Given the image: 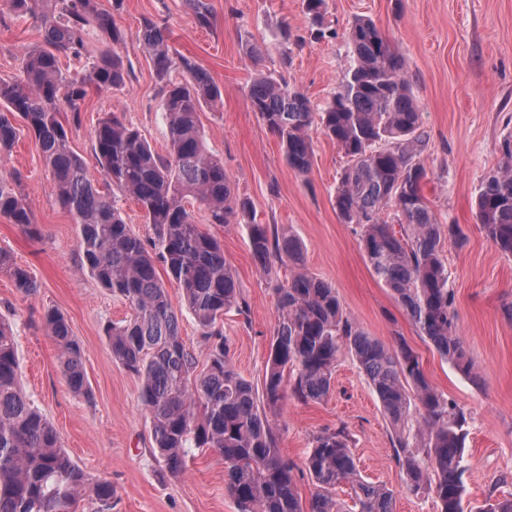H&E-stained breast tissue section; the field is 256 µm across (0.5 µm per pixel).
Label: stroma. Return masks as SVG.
<instances>
[{
    "label": "stroma",
    "instance_id": "1",
    "mask_svg": "<svg viewBox=\"0 0 512 512\" xmlns=\"http://www.w3.org/2000/svg\"><path fill=\"white\" fill-rule=\"evenodd\" d=\"M210 3L213 26L204 29L195 23L190 0H124L117 20L127 34L125 60L132 65L126 89L117 94L89 89L80 116L63 115L89 178L96 186L104 184L91 135L107 113L137 128L158 153L166 151L161 86L151 61L136 48L142 18L162 20L174 50L193 58L223 92L222 107L203 109L200 122L209 148L224 160L235 194L250 202L255 222L268 225L275 236L293 235L303 248L298 267L331 284L344 310L370 336L389 346L405 340L431 383L464 408L470 500L512 494V257L485 237L475 214L482 180L499 165L502 141L512 134V0H326L331 35L318 41L309 37L311 22L302 0ZM359 16L375 22L404 59L429 135L423 154L429 175L422 193L441 224L459 225L464 234L462 245L446 244L444 256L460 334L478 374L474 381L419 335L371 272L353 225L339 220L333 196L347 159L336 142L312 129V166L298 174L248 102L253 79L270 71L312 103L324 104L339 85L346 35ZM284 27L305 38L287 63L276 40ZM40 39L35 20L0 23V80L20 75L24 51ZM248 39L270 47V54L258 61L248 57L243 49ZM0 171L19 174L39 229L32 235L0 218V249L38 283L37 294L25 299L0 271V311H14L22 384L54 424L65 450L88 474L111 482L112 512H240L224 486V461L214 451H192L182 477H161L140 381L113 361L104 336L105 327L130 309L80 270L76 226L51 196L33 135L21 134L11 152L0 154ZM210 231L224 244L245 305L244 311L224 315L228 359L258 384L279 318L274 286L298 267L286 261L275 276H267L251 254L245 225H214ZM49 306L65 314L81 344L90 397L73 394L64 382L61 349L41 320ZM271 420L283 455L298 466L313 434L346 426L361 474L395 490L394 512H438L433 494L406 488L394 456L393 429L350 355L340 357L325 400L285 397Z\"/></svg>",
    "mask_w": 512,
    "mask_h": 512
}]
</instances>
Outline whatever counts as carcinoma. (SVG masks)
<instances>
[{
    "mask_svg": "<svg viewBox=\"0 0 512 512\" xmlns=\"http://www.w3.org/2000/svg\"><path fill=\"white\" fill-rule=\"evenodd\" d=\"M4 2L14 19L39 20L42 41L24 54L19 79L0 81V153L18 141L16 121L22 120L38 141L55 200L76 224L81 269L132 310L104 332L112 359L140 380L162 475L179 477L189 449L208 448L224 459L225 488L241 512H394L395 491L360 476L343 425L313 436L305 468L317 491L302 504L296 466L282 455L269 419L288 394L303 402L325 399L339 357L346 353L367 377L393 428L395 459L410 486L432 489L439 512H512V496L466 504L467 413L432 386L411 347H389L368 335L324 280L298 270L275 288L279 322L261 386L231 365L218 320L233 308L243 310V303L224 260V244L196 223L186 202L197 203L207 223L216 226L249 215L251 206L234 196L224 160L207 148L199 121L203 108L223 103L222 92L192 59L173 57L168 28L145 17L138 35V47L150 57L161 83L168 153H157L115 112L92 134L94 158L106 183L132 198L152 226L148 251L117 200L101 194L87 177L85 161L72 149L69 129L60 119L70 112L73 123L79 122L91 87L105 92L127 87L129 69L117 52L126 47V34L114 18L124 0H112L110 12L100 10L98 0ZM190 2L195 24L211 27L207 0ZM304 7L315 36H326V0H304ZM347 45L339 89L322 107H314L297 87L265 74L249 88L250 107L277 136L286 163L299 174L312 165V128L336 142L349 159L335 189L338 216L355 225L373 274L422 335L474 382L444 259L445 241L461 244L464 237L459 225L438 222L422 194L427 135L404 60L367 18L354 19ZM174 68L186 78L172 81ZM502 151L505 163L482 181L475 209L486 238L512 256V135L504 139ZM0 217L36 232L17 179L2 174ZM248 238L253 258L267 271L285 257L302 261L300 244L290 236H273L265 224H248ZM157 260L181 288L207 342L203 367L180 336ZM0 270L20 295L37 293L30 271L3 250ZM42 322L63 348L67 387L89 395L82 347L67 317L47 307ZM342 484L351 489L348 509L335 497ZM85 498L95 505L93 512H112V484L71 459L53 424L23 391L16 337L1 314L0 512H77Z\"/></svg>",
    "mask_w": 512,
    "mask_h": 512,
    "instance_id": "cac0c4a2",
    "label": "carcinoma"
}]
</instances>
